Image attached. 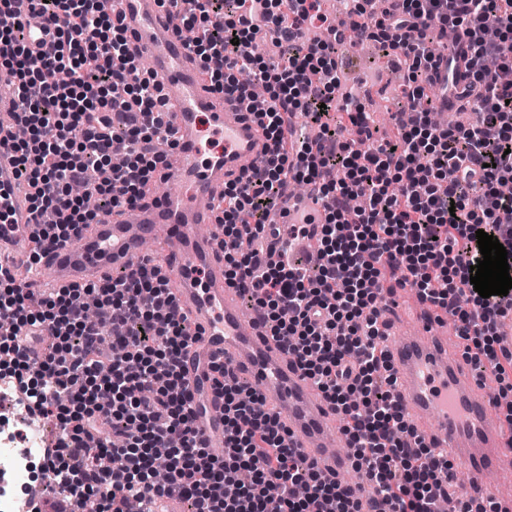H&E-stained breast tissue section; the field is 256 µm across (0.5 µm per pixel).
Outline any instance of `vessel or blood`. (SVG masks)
<instances>
[{
	"label": "vessel or blood",
	"mask_w": 512,
	"mask_h": 512,
	"mask_svg": "<svg viewBox=\"0 0 512 512\" xmlns=\"http://www.w3.org/2000/svg\"><path fill=\"white\" fill-rule=\"evenodd\" d=\"M105 11L126 30L131 53L148 58L167 102L176 146L167 170L165 196L105 217L91 231L41 254L53 285L88 284L129 272L142 260L147 240L162 241L160 257L177 276L176 294L195 335L182 355L186 385L198 407L199 441L213 456L224 453V411L213 391V365L230 363L278 416L293 444L325 478L351 467L337 413L292 359L268 336L259 316L246 314L239 288L225 278L221 234H200L210 223L215 195L261 160L269 143L252 122L249 100L213 94L195 56L179 34L185 4L165 0H103ZM440 85L464 69L459 48L440 46L431 61ZM15 98L0 97V252L40 237L29 191L19 177L11 140ZM415 332L385 327L384 349L393 366V399L415 433L440 459L454 458L470 478L476 498L512 500V489L491 485L486 474L512 471V440L476 383L449 356L441 330L448 325L431 304H423Z\"/></svg>",
	"instance_id": "b4317fda"
}]
</instances>
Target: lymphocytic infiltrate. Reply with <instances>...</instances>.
<instances>
[{
    "mask_svg": "<svg viewBox=\"0 0 512 512\" xmlns=\"http://www.w3.org/2000/svg\"><path fill=\"white\" fill-rule=\"evenodd\" d=\"M192 2L184 25L201 30L189 48L211 90L258 84L267 95L254 116L270 155L225 183L216 208L225 277L344 417L352 467L371 484V506L352 484L310 466L260 394L221 363L214 390L224 402V455L211 457L197 443L180 372L193 329L153 259L101 283L40 295L0 269V321L15 327L0 337V350L11 355L0 379L60 421L49 469L65 477L82 508L96 497L101 512H152L156 499L176 494L191 512H437L434 492L447 490L452 465L414 437L392 402L379 304L388 283L404 280L452 316L466 341L496 336L495 320L512 312V292L483 298L470 282L481 257L477 230L498 238L512 265V195L501 191L512 182V81L502 78L512 72V0H401L371 19L372 39L404 62L403 94L416 112L380 145L363 137L366 117L337 71L321 0ZM492 14L499 21L493 42L484 36ZM42 15L56 34L35 53L25 35ZM447 28L467 47L452 96L475 119L440 127L430 118L429 45ZM0 43V71L29 130L15 145L20 174L34 212L56 215L43 225V239L69 242L78 228L139 205L165 167L153 146L171 141L172 132L159 81L130 54L120 21L98 0H0ZM117 101L143 121L113 122ZM292 112L309 130L295 144L282 134ZM336 113L351 126L342 143ZM91 166L95 209L71 191ZM294 179L313 185L322 209L296 224L272 223L273 212H287ZM353 195L368 205L347 222L343 204ZM267 233L315 235L318 263L303 272L283 254L262 261ZM90 295L100 309L95 322L84 313ZM39 326L53 343L34 365L16 332ZM105 422L108 441L99 432ZM158 458L168 462L163 483L152 477Z\"/></svg>",
    "mask_w": 512,
    "mask_h": 512,
    "instance_id": "1",
    "label": "lymphocytic infiltrate"
}]
</instances>
